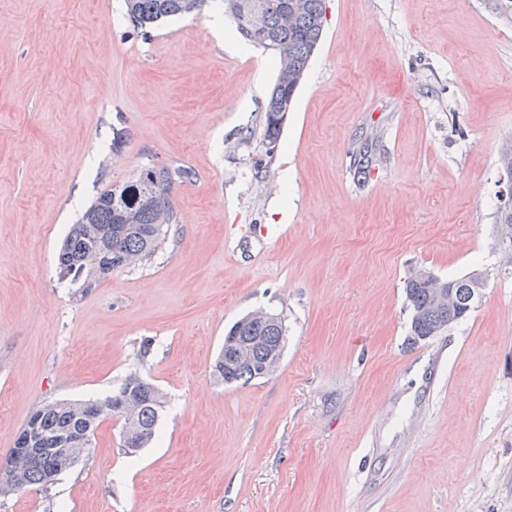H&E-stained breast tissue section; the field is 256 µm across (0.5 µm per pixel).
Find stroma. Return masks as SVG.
<instances>
[{
    "label": "stroma",
    "instance_id": "obj_1",
    "mask_svg": "<svg viewBox=\"0 0 512 512\" xmlns=\"http://www.w3.org/2000/svg\"><path fill=\"white\" fill-rule=\"evenodd\" d=\"M267 172L277 70L221 0L146 34L124 0H0V459L48 401L129 373L166 397L135 456L104 420L89 458L0 512H512V23L490 0H326ZM123 133L120 151L114 134ZM173 242L84 291L70 224L147 165ZM417 269L488 274L447 332L408 342ZM280 313L278 370L224 385L243 315ZM504 207L509 208L512 205V196L507 197L503 199ZM500 207L499 208V224L501 225V233L499 236L500 239V251L502 254V259H505V264L512 265V208L511 210L505 209ZM503 240H508L510 242V248L509 249H503L501 247V242Z\"/></svg>",
    "mask_w": 512,
    "mask_h": 512
}]
</instances>
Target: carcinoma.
I'll return each mask as SVG.
<instances>
[{"mask_svg":"<svg viewBox=\"0 0 512 512\" xmlns=\"http://www.w3.org/2000/svg\"><path fill=\"white\" fill-rule=\"evenodd\" d=\"M236 31L250 43L269 50L277 61V76L261 107L263 140L277 143L281 126L294 104L296 92L323 33L325 0H222ZM210 0H125V20L135 31L183 15H202ZM189 178L184 169L149 166L133 180L101 192L73 224L57 255L58 279L88 291L152 258L178 223L172 186ZM483 272L453 280L419 270L405 281V300L411 310L409 340L416 344L437 336L465 318L474 308V291ZM251 345V360L226 366L232 347ZM212 374L224 384L260 378L268 350L286 343L282 321L262 312L238 319L224 336ZM165 401L160 390L137 374H130L97 400L51 402L36 408L15 439L21 455L8 453L0 466L18 479L0 482V498L28 486L49 489L57 478L89 455L94 432L108 417L122 421L126 453L133 456L157 437L159 414Z\"/></svg>","mask_w":512,"mask_h":512,"instance_id":"carcinoma-1","label":"carcinoma"}]
</instances>
